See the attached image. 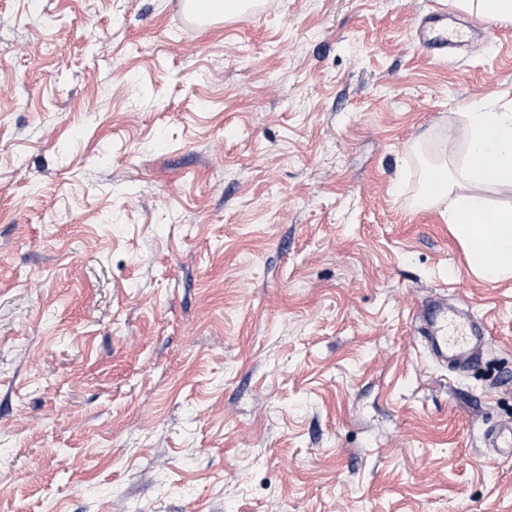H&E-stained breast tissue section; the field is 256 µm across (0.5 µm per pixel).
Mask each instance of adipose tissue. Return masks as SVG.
I'll return each mask as SVG.
<instances>
[{"label":"adipose tissue","instance_id":"1","mask_svg":"<svg viewBox=\"0 0 512 512\" xmlns=\"http://www.w3.org/2000/svg\"><path fill=\"white\" fill-rule=\"evenodd\" d=\"M468 148L461 160L435 164V184L422 187V203L450 197L443 214L463 246L470 267L484 279L512 276V205L496 206L482 196L488 186L512 191V102L467 115ZM468 192L452 194L455 176Z\"/></svg>","mask_w":512,"mask_h":512}]
</instances>
